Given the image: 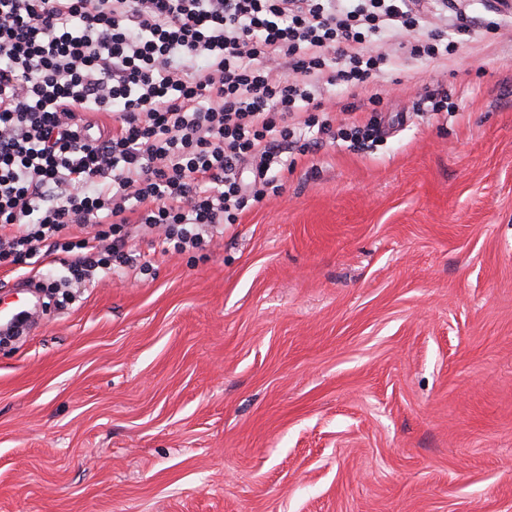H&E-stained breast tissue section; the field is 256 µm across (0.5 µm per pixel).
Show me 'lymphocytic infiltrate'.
Returning <instances> with one entry per match:
<instances>
[{"instance_id":"1","label":"lymphocytic infiltrate","mask_w":512,"mask_h":512,"mask_svg":"<svg viewBox=\"0 0 512 512\" xmlns=\"http://www.w3.org/2000/svg\"><path fill=\"white\" fill-rule=\"evenodd\" d=\"M447 29L424 0H0V266L50 246L82 284L155 227L202 249L279 194L299 127L332 136L319 83L367 85L401 31L447 55Z\"/></svg>"}]
</instances>
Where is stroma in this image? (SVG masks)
<instances>
[{
  "label": "stroma",
  "mask_w": 512,
  "mask_h": 512,
  "mask_svg": "<svg viewBox=\"0 0 512 512\" xmlns=\"http://www.w3.org/2000/svg\"><path fill=\"white\" fill-rule=\"evenodd\" d=\"M448 26L446 58L393 36L369 89L320 86L381 142L297 157L205 250L0 268L42 303L0 343V512H512V11Z\"/></svg>",
  "instance_id": "obj_1"
}]
</instances>
